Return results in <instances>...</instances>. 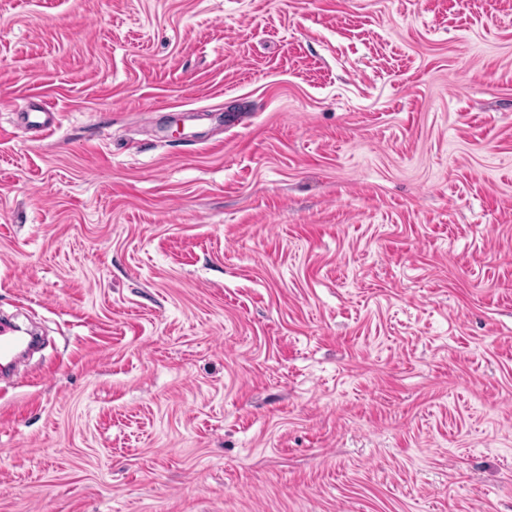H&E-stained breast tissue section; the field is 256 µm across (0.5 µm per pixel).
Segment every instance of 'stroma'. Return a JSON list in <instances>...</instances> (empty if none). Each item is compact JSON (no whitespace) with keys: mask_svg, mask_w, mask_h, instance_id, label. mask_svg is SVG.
Returning a JSON list of instances; mask_svg holds the SVG:
<instances>
[{"mask_svg":"<svg viewBox=\"0 0 512 512\" xmlns=\"http://www.w3.org/2000/svg\"><path fill=\"white\" fill-rule=\"evenodd\" d=\"M20 307L0 512H512V0H0Z\"/></svg>","mask_w":512,"mask_h":512,"instance_id":"1","label":"stroma"}]
</instances>
